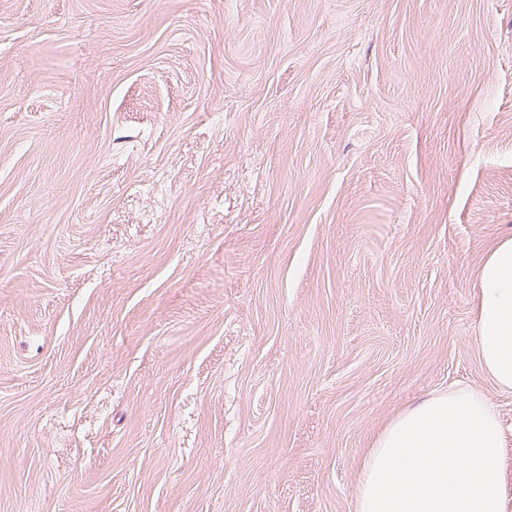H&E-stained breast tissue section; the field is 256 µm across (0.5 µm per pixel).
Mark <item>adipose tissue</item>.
Returning a JSON list of instances; mask_svg holds the SVG:
<instances>
[{"label":"adipose tissue","mask_w":512,"mask_h":512,"mask_svg":"<svg viewBox=\"0 0 512 512\" xmlns=\"http://www.w3.org/2000/svg\"><path fill=\"white\" fill-rule=\"evenodd\" d=\"M476 310L482 366L512 391V239L484 263ZM356 512H512V453L487 398L452 387L397 416L364 459Z\"/></svg>","instance_id":"1"}]
</instances>
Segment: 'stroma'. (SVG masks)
Masks as SVG:
<instances>
[{"label": "stroma", "instance_id": "35a3bbf8", "mask_svg": "<svg viewBox=\"0 0 512 512\" xmlns=\"http://www.w3.org/2000/svg\"><path fill=\"white\" fill-rule=\"evenodd\" d=\"M512 0H0V512H355L512 392ZM475 304L482 366L498 389L512 391V239L500 243L481 268Z\"/></svg>", "mask_w": 512, "mask_h": 512}]
</instances>
